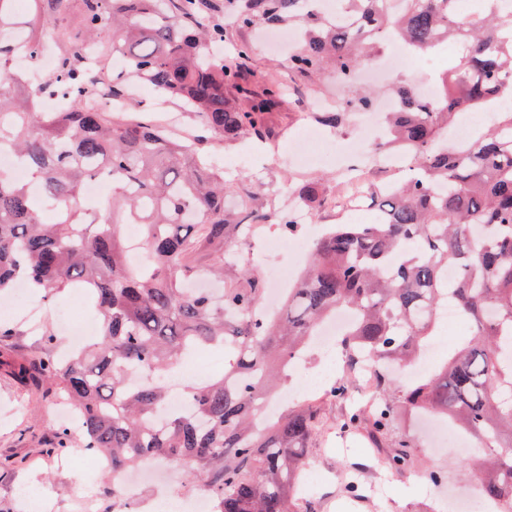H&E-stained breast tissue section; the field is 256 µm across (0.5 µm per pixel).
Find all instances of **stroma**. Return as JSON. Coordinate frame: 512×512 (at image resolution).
Listing matches in <instances>:
<instances>
[{
    "instance_id": "1",
    "label": "stroma",
    "mask_w": 512,
    "mask_h": 512,
    "mask_svg": "<svg viewBox=\"0 0 512 512\" xmlns=\"http://www.w3.org/2000/svg\"><path fill=\"white\" fill-rule=\"evenodd\" d=\"M252 68L257 85H265L272 78L280 82L283 104L268 116L270 143L246 136L230 144L211 137L202 144V153L223 162L225 178L237 185L235 192L224 196L225 210L236 212L252 198L279 214H290L294 189L307 179L319 181L326 196H335L348 172L344 144L358 124L356 113H344L339 128H321V139L315 146L324 156L319 165L285 164L269 153L270 145H285L303 125L317 124V111L310 100L335 97V70L311 78L295 75L287 57L259 48L253 53ZM282 233L280 224H261L242 248V255L251 260L258 278H265L270 268L288 264L287 253L262 247L263 241ZM34 304L39 310V325L35 328L13 310L0 309V319L15 329L14 335H0V512H36L34 504L22 498L29 487L45 495L48 512H113L112 480L106 471L89 462L80 468L73 465L82 454L79 436H72L64 452H57L53 446L59 424L57 384L47 379L32 388L18 382L10 369L11 363L31 360L46 351L43 335L59 334L62 311L74 310L79 320L94 318L92 301L86 292L72 288L61 295L35 299ZM310 366L323 384L348 385L344 398L324 393L319 396L318 430L309 454L317 482L309 499L313 512H428L429 498L441 495L450 497L456 506L468 507L470 488L477 482L475 475L453 455L451 446L441 447L434 454L426 452L429 430L417 421L414 412L400 409L384 447L374 448L365 429L343 426L346 412L364 404L355 377L342 361L317 353L312 354ZM403 440L411 446L413 462L409 471L395 474L380 466L377 458L396 450ZM434 471L440 473L441 482L431 480ZM202 490L192 465L182 463L171 467L163 487L145 485L143 498L152 501L161 494L171 499Z\"/></svg>"
}]
</instances>
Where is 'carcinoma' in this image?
<instances>
[{"label":"carcinoma","instance_id":"carcinoma-1","mask_svg":"<svg viewBox=\"0 0 512 512\" xmlns=\"http://www.w3.org/2000/svg\"><path fill=\"white\" fill-rule=\"evenodd\" d=\"M198 0H39L40 23L57 30L74 10L78 29L58 56L54 81L69 96L65 112H39L34 92L14 75L18 56L37 60L34 37L0 40V147L38 181L0 175V294L19 283L45 295L82 288L96 305L99 335L65 361L46 354L35 364L13 365L15 376L35 385L56 381L76 414L83 447L106 459L112 472L153 462L189 461L208 488L213 512H299L293 494L309 464L316 432L315 399L260 418L289 363L305 353L316 328L339 308L355 312L342 343L377 370L371 409L353 410L347 427L370 422L372 440L395 424L398 406L445 414L479 441L483 456L463 459L483 495L512 512V108L489 111L512 95V9L500 0H474L466 14L457 0H400L396 15L386 0H340L339 19L323 21L311 0H224V15L240 28L300 23L303 42L290 67L311 76L325 67L353 72L380 54L384 32L410 54L462 43L444 81L443 100H422L398 84L400 108L389 113L388 143L413 161V176L380 190L373 224H336L315 243L298 285L288 289L280 314L262 321L251 311L264 293L248 259L240 279L215 298L189 288L199 277L191 257L193 233L232 247L271 214L254 205L224 213V167L197 150L195 141L166 134L155 121L107 115L88 101L89 86L112 85L106 72L84 62V47L112 36V54L125 76L180 99L201 127L226 142L252 134L267 138L266 114L280 106L276 81L256 91L245 81L250 44L229 59L212 51L224 42L217 15L200 21ZM17 25L13 0H0V30ZM377 89H352L349 102L369 107ZM470 113L489 116L485 130L448 146L454 127ZM107 177L112 194L95 213L83 206L84 186ZM298 193L319 205L318 183ZM51 204L57 220L46 224ZM141 234L142 262L127 260L124 228ZM457 272L444 278L448 265ZM474 329L448 354L439 372L412 385L389 384L386 370L419 354L438 325L448 292ZM224 349V373L188 386L189 414L159 425L167 394L159 381L135 382L132 372L158 376L192 351ZM406 441L386 456L398 473L409 469Z\"/></svg>","mask_w":512,"mask_h":512}]
</instances>
